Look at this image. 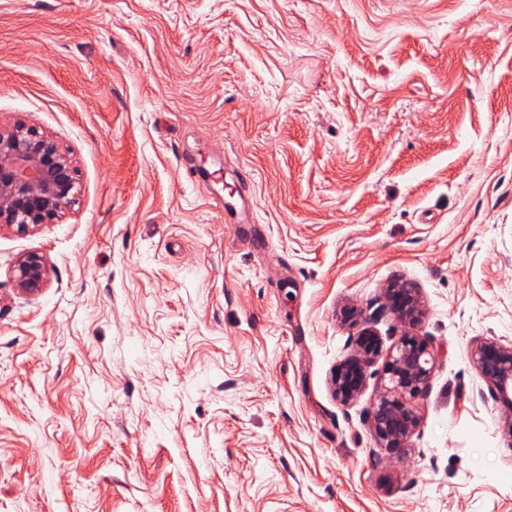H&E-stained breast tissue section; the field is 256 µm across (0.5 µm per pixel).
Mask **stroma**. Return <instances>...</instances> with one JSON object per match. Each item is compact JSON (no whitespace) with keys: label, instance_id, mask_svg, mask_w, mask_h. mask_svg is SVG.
Wrapping results in <instances>:
<instances>
[{"label":"stroma","instance_id":"1","mask_svg":"<svg viewBox=\"0 0 512 512\" xmlns=\"http://www.w3.org/2000/svg\"><path fill=\"white\" fill-rule=\"evenodd\" d=\"M19 121L77 197L0 231V512H512L469 355L512 343V0H0ZM396 279L438 357L394 453L381 364L346 406L330 379L343 306L401 335ZM16 288L32 294L43 288L49 277V265L43 254L31 252L17 258L10 270ZM386 303L398 322L414 325L420 321L423 312L415 288L406 283H394L386 289Z\"/></svg>","mask_w":512,"mask_h":512}]
</instances>
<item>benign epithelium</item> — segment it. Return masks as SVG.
Returning <instances> with one entry per match:
<instances>
[{
    "label": "benign epithelium",
    "mask_w": 512,
    "mask_h": 512,
    "mask_svg": "<svg viewBox=\"0 0 512 512\" xmlns=\"http://www.w3.org/2000/svg\"><path fill=\"white\" fill-rule=\"evenodd\" d=\"M76 176L74 158L48 134L22 122L0 130V230L30 234L55 223L74 203ZM10 275L21 292L35 293L48 280V261L40 253L23 254ZM386 303L404 325L422 318L418 294L405 283L386 289ZM343 319L358 327L356 353L336 365L333 395L341 404H350L367 384L369 365L385 357L383 384L369 412V423L384 447L398 450L419 426L416 401L434 376L436 353L426 338L411 329L402 332L385 353L379 332L370 321L360 319L357 309H344ZM470 357L495 398L512 412V344L479 339Z\"/></svg>",
    "instance_id": "obj_1"
}]
</instances>
